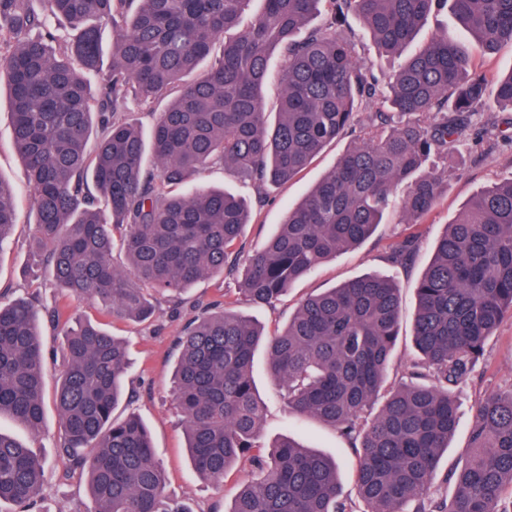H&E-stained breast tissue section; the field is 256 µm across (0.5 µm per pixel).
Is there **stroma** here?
Here are the masks:
<instances>
[{"label": "stroma", "instance_id": "1", "mask_svg": "<svg viewBox=\"0 0 512 512\" xmlns=\"http://www.w3.org/2000/svg\"><path fill=\"white\" fill-rule=\"evenodd\" d=\"M349 138L327 146L297 178L266 190L263 206H256L255 190L236 174L216 166L202 177L204 183L222 187L253 203L252 221L244 229L242 243L246 251L259 248L277 229L288 207L298 203L334 166L348 147ZM460 164L448 173V189L432 211L413 226L403 224L399 209H391L374 235L356 249L341 252L321 264L313 273L295 283L272 308H256L238 292L230 277L206 279L194 284L180 301L157 295L154 317L133 323L102 312L85 299L65 297L53 278L28 279L23 269L29 263L30 240L34 227L30 222L32 192L24 166L13 149V127L8 98L0 95V179L9 182L17 200V224L12 244L0 256V299L27 297L40 308L65 307L74 318L86 317L102 323L130 344L132 366L128 382L137 396L128 409L137 414L151 433L154 452L166 475L165 491L173 499L188 503L193 512H225L231 507L241 482L251 473L241 463L223 482L199 480L194 475L184 447L182 416L170 391L175 364L174 345L186 324L203 306L219 303L263 325L267 332L283 328L289 316L305 297L351 281L366 274H381L396 279L401 289V330L393 353L386 384L396 386L409 362L415 358L411 334L416 305V282L433 257V244L440 238L462 208L479 192L512 178V113L489 104L472 120L464 141ZM415 233L421 249L410 271L390 266L386 258L407 233ZM253 376L258 396L264 405L263 443H272L284 434H292L305 445L335 456L340 464L345 498L355 512H362L356 486V458L347 443L333 428L310 418L289 413L268 372L264 352H257ZM512 389V317H504L491 337L483 359L474 372L456 390L458 419L456 432L443 454L444 461L463 456L469 443V431L475 405L484 393ZM0 429L22 439L41 457L44 464L46 493L37 505L38 512H85L89 498L85 482L67 475L66 464L57 456L54 442L59 436V417L54 405H47L43 428L32 434L18 422L0 418Z\"/></svg>", "mask_w": 512, "mask_h": 512}]
</instances>
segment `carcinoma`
Returning a JSON list of instances; mask_svg holds the SVG:
<instances>
[{
    "label": "carcinoma",
    "mask_w": 512,
    "mask_h": 512,
    "mask_svg": "<svg viewBox=\"0 0 512 512\" xmlns=\"http://www.w3.org/2000/svg\"><path fill=\"white\" fill-rule=\"evenodd\" d=\"M32 2L0 0V75L33 194L25 273L36 281L48 270L68 294L130 320L154 314L155 293L177 299L202 279L238 272L246 300L273 305L370 238L395 189L404 188L406 223L431 211L473 117L491 100L512 109V70L489 73L471 48L475 41L493 54L512 45V0H261L251 16V0H45V12ZM446 7L462 32L432 37L389 74L359 60L358 39L345 28L356 16L389 60ZM275 55L283 66L271 123L263 90ZM133 97L150 111L167 101L148 138L127 115ZM355 128L357 142L262 248L243 255L248 202L202 184V175L219 165L259 192L284 185ZM16 224L14 191L0 179V257ZM116 244L123 267L113 262ZM417 249L410 233L388 261L405 268ZM416 292L418 358L386 391L401 314V288L388 276L305 298L266 338L226 308L207 307L185 326L171 392L193 470L211 482L242 459L256 470L228 512H353L335 459L290 436L259 442L264 410L252 363L262 341L289 412L333 427L353 448L363 512H512V390L479 401L467 454L441 476L452 496L432 492L457 427L454 389L512 315V178L447 225ZM62 355L56 448L85 478L87 512H192L165 495L145 424L116 415L127 395L125 342L78 319ZM2 414L34 434L44 423L40 313L24 298L0 302ZM43 490L42 461L0 431V505L29 512Z\"/></svg>",
    "instance_id": "obj_1"
}]
</instances>
